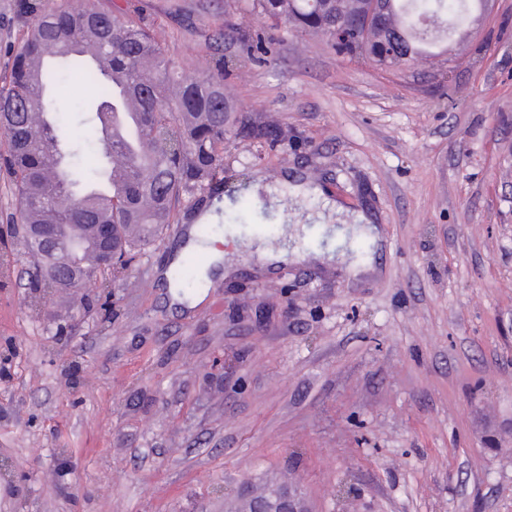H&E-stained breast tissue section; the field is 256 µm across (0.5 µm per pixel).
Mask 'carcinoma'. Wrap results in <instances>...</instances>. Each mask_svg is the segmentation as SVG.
I'll return each mask as SVG.
<instances>
[{"mask_svg": "<svg viewBox=\"0 0 512 512\" xmlns=\"http://www.w3.org/2000/svg\"><path fill=\"white\" fill-rule=\"evenodd\" d=\"M385 11L363 28L359 0H252L258 15L285 28L332 36L336 52L367 59L383 70H400L417 59L457 57L441 45L472 40L476 0H384ZM33 21L18 46L5 84L0 87L3 160L15 197L13 235H22L26 254L35 259L32 275L40 287L65 294L98 276L112 274L106 251L123 257L156 242L174 223L183 203L204 193L224 173V139L230 134L274 142L280 131L238 116L224 96V76L236 66L223 59L203 79L174 72L159 36L146 25L122 19L108 7L53 9L42 0H25ZM93 48L112 75L139 90L141 121L135 143L124 155V169L111 175L101 160L104 127L119 108L117 89L90 65L77 46ZM79 79L94 99L75 135L56 97ZM48 117L35 125L33 115ZM61 147V177L50 176L48 152ZM93 224L107 226L84 250L51 253L37 238L46 226L66 231ZM139 234L132 235V227Z\"/></svg>", "mask_w": 512, "mask_h": 512, "instance_id": "cac0c4a2", "label": "carcinoma"}]
</instances>
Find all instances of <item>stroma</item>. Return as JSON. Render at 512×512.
Segmentation results:
<instances>
[{"label": "stroma", "mask_w": 512, "mask_h": 512, "mask_svg": "<svg viewBox=\"0 0 512 512\" xmlns=\"http://www.w3.org/2000/svg\"><path fill=\"white\" fill-rule=\"evenodd\" d=\"M77 1L128 8L186 75L216 69L224 23L272 37L224 94L283 136L225 141L213 223L297 254H235L171 305L185 209L125 274L44 299L50 322L19 255L0 280V512H226L245 480L298 485L313 512H512V0L449 78L237 0H51ZM18 3L0 0V73L32 21Z\"/></svg>", "instance_id": "stroma-1"}]
</instances>
